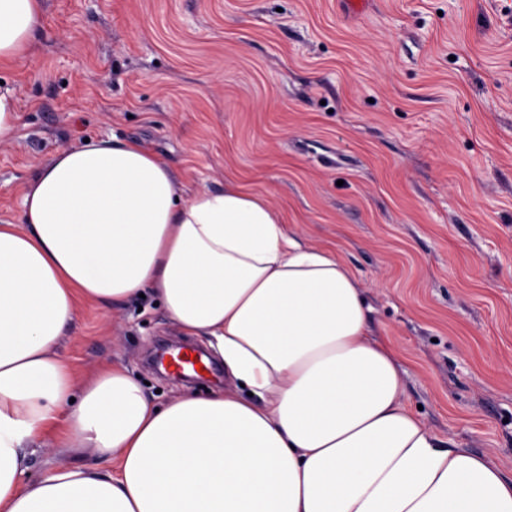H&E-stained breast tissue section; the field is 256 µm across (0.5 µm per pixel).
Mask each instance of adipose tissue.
<instances>
[{
    "mask_svg": "<svg viewBox=\"0 0 512 512\" xmlns=\"http://www.w3.org/2000/svg\"><path fill=\"white\" fill-rule=\"evenodd\" d=\"M41 9L0 0V62ZM145 293L217 349L224 389L159 406L123 366L59 354L81 304ZM371 311L337 254L238 180L188 194L135 142L57 151L0 224V512H512V477L410 409ZM45 439L115 468L27 480Z\"/></svg>",
    "mask_w": 512,
    "mask_h": 512,
    "instance_id": "adipose-tissue-1",
    "label": "adipose tissue"
}]
</instances>
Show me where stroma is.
<instances>
[{"mask_svg": "<svg viewBox=\"0 0 512 512\" xmlns=\"http://www.w3.org/2000/svg\"><path fill=\"white\" fill-rule=\"evenodd\" d=\"M0 82V222L87 138L143 143L189 194L237 179L353 269L434 435L512 477V0H43ZM160 339L187 341L153 297L86 304L59 353L160 405L223 387L154 368ZM18 113L14 91L0 88V142L10 139L17 127Z\"/></svg>", "mask_w": 512, "mask_h": 512, "instance_id": "35a3bbf8", "label": "stroma"}]
</instances>
